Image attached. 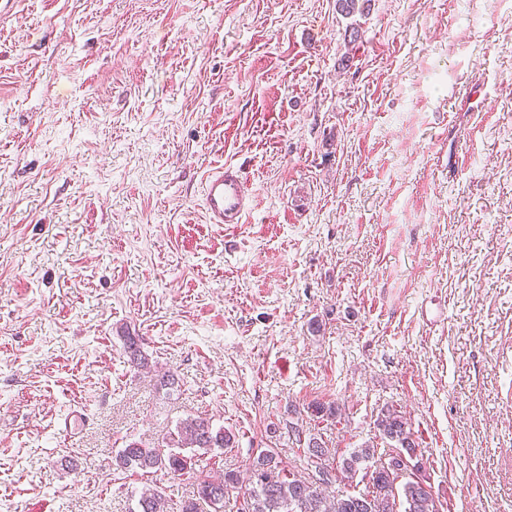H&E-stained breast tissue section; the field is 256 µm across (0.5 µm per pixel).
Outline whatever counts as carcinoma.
I'll use <instances>...</instances> for the list:
<instances>
[{
	"mask_svg": "<svg viewBox=\"0 0 512 512\" xmlns=\"http://www.w3.org/2000/svg\"><path fill=\"white\" fill-rule=\"evenodd\" d=\"M367 0H336V10L346 17L364 14ZM124 352L136 368L151 372L152 361L143 354L140 339L129 328L121 331ZM381 437L396 442L399 450L389 454V460L374 468L370 475V490L354 495L347 492L330 497L320 486L337 481V474L349 479L356 475L359 465L374 455L375 448L365 446L342 459L339 466L328 462L327 451L313 444L307 448V475L292 472L282 466L278 453L264 451L248 467L247 477L227 470L216 475H202L196 486L195 498L183 503L181 512H201L200 505L212 512H224V498L233 488L240 492L242 502L237 512H439L426 480L415 476L397 489L401 473L409 467L407 457L416 451L407 418L394 407L381 410L376 423ZM235 435L222 427L213 428L204 417H187L175 428L165 432L161 442L149 444L131 441L117 458V465L126 470L164 471L180 477L193 474L203 458L217 450L230 447ZM140 512H163L165 496L158 489H146L139 498Z\"/></svg>",
	"mask_w": 512,
	"mask_h": 512,
	"instance_id": "cac0c4a2",
	"label": "carcinoma"
}]
</instances>
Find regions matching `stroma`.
I'll return each mask as SVG.
<instances>
[{
  "instance_id": "stroma-1",
  "label": "stroma",
  "mask_w": 512,
  "mask_h": 512,
  "mask_svg": "<svg viewBox=\"0 0 512 512\" xmlns=\"http://www.w3.org/2000/svg\"><path fill=\"white\" fill-rule=\"evenodd\" d=\"M222 164L253 196L228 230L200 196ZM387 405L441 512H512V0L0 17V512H131L154 485L180 512L192 476L116 456L188 416L235 433L219 471L312 439L382 460ZM121 334L122 336L120 337L123 339L124 352L130 358V362L134 364L137 369L146 371L147 373L155 369L156 367L152 364V361L141 351L139 336L130 332L129 328H123Z\"/></svg>"
}]
</instances>
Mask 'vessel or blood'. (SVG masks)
<instances>
[{"label":"vessel or blood","instance_id":"b4317fda","mask_svg":"<svg viewBox=\"0 0 512 512\" xmlns=\"http://www.w3.org/2000/svg\"><path fill=\"white\" fill-rule=\"evenodd\" d=\"M202 209L209 223L233 227L249 211V195L239 168L225 165L208 173L202 182Z\"/></svg>","mask_w":512,"mask_h":512}]
</instances>
